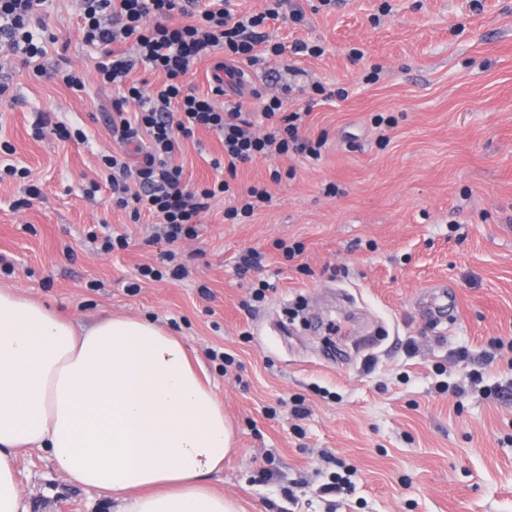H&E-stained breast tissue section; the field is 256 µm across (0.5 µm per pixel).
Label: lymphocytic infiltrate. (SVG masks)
<instances>
[{
	"label": "lymphocytic infiltrate",
	"instance_id": "1",
	"mask_svg": "<svg viewBox=\"0 0 512 512\" xmlns=\"http://www.w3.org/2000/svg\"><path fill=\"white\" fill-rule=\"evenodd\" d=\"M233 0H80L83 39L99 46L103 52L97 71L103 83L116 91L112 114V136L118 142L119 154L102 156L105 184L111 191L112 204L124 209L133 220L142 215L157 218L155 239L164 240L170 249L162 260L170 264L167 274L184 278L189 274L178 263L172 244L198 235L197 218L217 195L233 197L225 208L229 220L251 217L254 211L270 202V194L261 187L232 194L226 180L205 187H192L181 167L171 159L180 148L181 139L207 129L219 135L224 146L228 173L238 165L260 157L285 155L295 151L319 158L323 139L313 141L300 135L304 114L287 112L283 101L274 96L266 99L261 114L243 111L241 104L216 109L209 95L196 92L187 84L197 63L216 54H223L228 76L242 75L244 67L260 63L262 55L280 57L321 55L316 44L298 40L293 44L270 39L265 32L268 22L290 20L303 22L301 8L287 7V0H271L261 13L241 15L232 6ZM41 0H0V42L11 54L20 55L23 64L39 57L43 49L33 42L30 26L36 19ZM133 41L135 52L116 55L112 49L119 41ZM161 73L163 83L153 89L145 84L128 82V75L137 67ZM136 101L139 110L129 114L122 107ZM268 121L266 133L253 132L256 118ZM133 150L135 161H127L126 150ZM101 183V184H104ZM101 184L92 183V191ZM143 278L155 280L165 272L145 266Z\"/></svg>",
	"mask_w": 512,
	"mask_h": 512
}]
</instances>
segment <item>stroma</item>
<instances>
[{
    "label": "stroma",
    "mask_w": 512,
    "mask_h": 512,
    "mask_svg": "<svg viewBox=\"0 0 512 512\" xmlns=\"http://www.w3.org/2000/svg\"><path fill=\"white\" fill-rule=\"evenodd\" d=\"M291 2L304 22L268 33L324 54L291 71L268 59L235 97L247 112L262 108L256 88L283 94L285 111L309 109L303 135L326 136L320 158L238 166L233 185L265 187L271 203L234 222L227 199L213 200L198 237L172 247L189 276L148 281L139 266H160L171 248L153 240L151 219L133 223L109 189L85 194L117 148L101 51L83 40L78 0H43L38 67L4 68L0 143L13 152L0 168L18 174L0 177V289L79 326H166L203 364L234 431L209 482L243 512H512V0H337L318 12L317 0ZM42 112L52 126L38 138ZM58 124L85 139L61 138ZM223 157L200 130L175 162L201 186L227 177L213 167ZM31 185L41 194L21 205ZM115 231L126 249L92 241ZM281 240L302 253L285 259ZM249 254L260 263L240 274ZM263 280L272 288L252 303ZM297 398L308 416H294ZM348 468L349 486L324 493ZM18 472L28 512H111L44 451L20 452Z\"/></svg>",
    "instance_id": "stroma-1"
}]
</instances>
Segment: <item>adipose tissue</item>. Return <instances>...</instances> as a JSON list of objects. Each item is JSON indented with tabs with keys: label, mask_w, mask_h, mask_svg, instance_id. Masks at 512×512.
Segmentation results:
<instances>
[{
	"label": "adipose tissue",
	"mask_w": 512,
	"mask_h": 512,
	"mask_svg": "<svg viewBox=\"0 0 512 512\" xmlns=\"http://www.w3.org/2000/svg\"><path fill=\"white\" fill-rule=\"evenodd\" d=\"M233 433L185 346L147 319L76 330L0 289V512H26L16 458L48 451L113 512H239L208 482Z\"/></svg>",
	"instance_id": "obj_1"
}]
</instances>
